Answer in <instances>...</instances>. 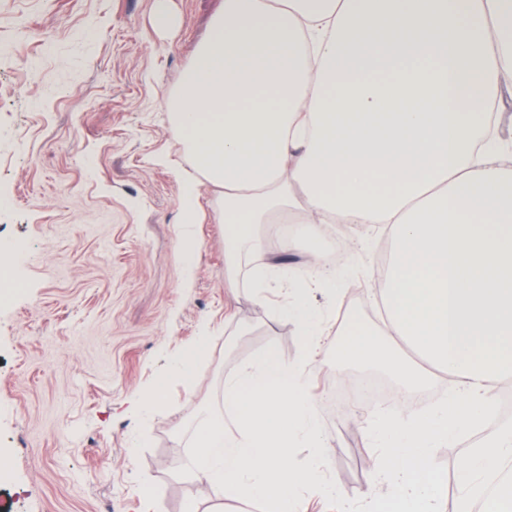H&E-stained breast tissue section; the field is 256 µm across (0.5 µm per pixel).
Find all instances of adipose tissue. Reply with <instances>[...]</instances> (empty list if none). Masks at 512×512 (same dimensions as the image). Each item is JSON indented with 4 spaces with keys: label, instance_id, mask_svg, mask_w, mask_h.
<instances>
[{
    "label": "adipose tissue",
    "instance_id": "adipose-tissue-1",
    "mask_svg": "<svg viewBox=\"0 0 512 512\" xmlns=\"http://www.w3.org/2000/svg\"><path fill=\"white\" fill-rule=\"evenodd\" d=\"M510 77L512 0H222L168 102L193 169L180 197L184 266L200 251L191 227L204 184L220 192L232 281L284 216L311 235L332 224L386 232L385 320L349 319L336 355L383 367L403 398L440 375L453 390L427 413L363 412L380 450L372 512H437L452 481L456 512H512V420L483 433L454 475L436 461L480 431L512 378V150L476 143ZM299 247L283 236L251 275L261 306L269 282L284 283L274 312L295 320L298 358L268 349L226 375L224 414L202 415L193 442L190 477L257 512H306L303 484L336 493L309 387L327 322L311 295L330 281L317 253L291 279ZM300 444L313 455L298 468ZM384 485L392 494H378Z\"/></svg>",
    "mask_w": 512,
    "mask_h": 512
}]
</instances>
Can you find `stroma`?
Here are the masks:
<instances>
[{"mask_svg": "<svg viewBox=\"0 0 512 512\" xmlns=\"http://www.w3.org/2000/svg\"><path fill=\"white\" fill-rule=\"evenodd\" d=\"M155 0H0V512H241L191 480L197 418L224 407V377L258 352L299 355L293 320L252 301L248 271L224 276L215 194L193 230L192 269L178 255L179 175L187 162L165 108L221 0H169L176 23L153 24ZM353 241L344 270L362 290L312 302L373 318L378 224L306 236L289 267ZM209 348L191 386L171 381L139 403L200 337ZM339 332L325 338L312 390L337 490L366 505L377 456L361 419L328 399Z\"/></svg>", "mask_w": 512, "mask_h": 512, "instance_id": "stroma-1", "label": "stroma"}]
</instances>
